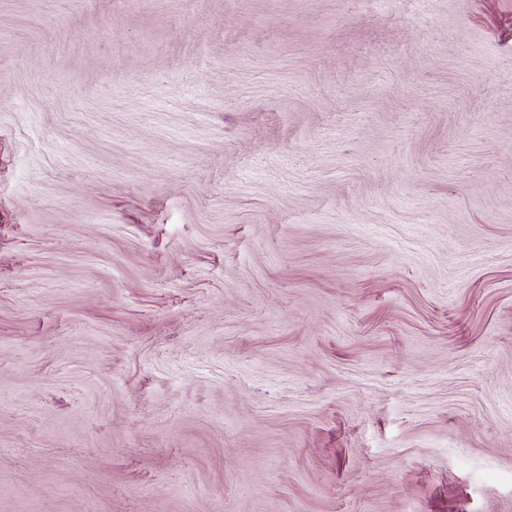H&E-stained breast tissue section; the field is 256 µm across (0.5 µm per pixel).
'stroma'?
Masks as SVG:
<instances>
[{"label":"stroma","instance_id":"35a3bbf8","mask_svg":"<svg viewBox=\"0 0 512 512\" xmlns=\"http://www.w3.org/2000/svg\"><path fill=\"white\" fill-rule=\"evenodd\" d=\"M0 512H512V0H0Z\"/></svg>","mask_w":512,"mask_h":512}]
</instances>
